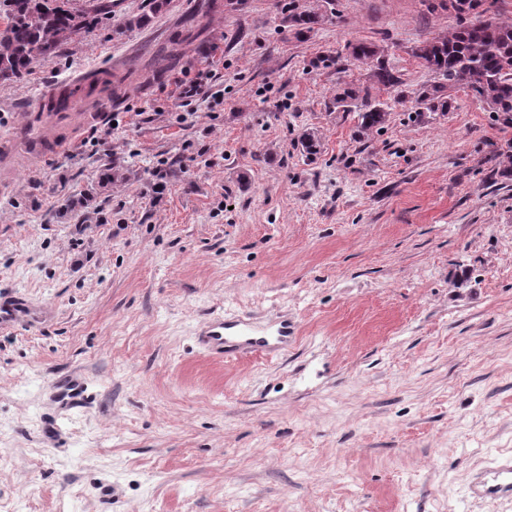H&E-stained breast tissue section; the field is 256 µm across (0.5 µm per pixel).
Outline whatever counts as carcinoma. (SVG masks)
<instances>
[{"label": "carcinoma", "mask_w": 512, "mask_h": 512, "mask_svg": "<svg viewBox=\"0 0 512 512\" xmlns=\"http://www.w3.org/2000/svg\"><path fill=\"white\" fill-rule=\"evenodd\" d=\"M457 25L412 49L420 66L436 81L408 92L402 74L381 59L377 45L363 40L345 45L350 59L370 67L365 80L336 88V107L356 112L355 135L365 137L385 129L390 104L377 99L393 94V103L413 100L419 114L445 116L453 109L452 92L466 89L487 104L495 120L512 126V22L488 15L496 0H478L485 21L462 16L472 0H453ZM295 34L305 36L321 25L325 15L288 0L283 5ZM112 13L111 0H0V83L21 79L38 61L47 62L63 47L79 43L87 30Z\"/></svg>", "instance_id": "cac0c4a2"}]
</instances>
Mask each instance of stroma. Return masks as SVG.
Returning <instances> with one entry per match:
<instances>
[{"label": "stroma", "instance_id": "stroma-1", "mask_svg": "<svg viewBox=\"0 0 512 512\" xmlns=\"http://www.w3.org/2000/svg\"><path fill=\"white\" fill-rule=\"evenodd\" d=\"M283 2L236 0L189 32L197 0H116L0 83L6 128L74 72L124 82L75 99L111 101L110 151L77 128L0 197V299L44 313L0 329V512H512L468 490L512 457V176L490 172L512 126L459 89L447 116L397 106L357 139L334 105L367 74L346 43L384 48L412 91L431 79L412 48L455 17L335 0L341 20L298 38ZM211 58L179 122L173 80ZM243 312L287 314V354L196 345L209 315Z\"/></svg>", "mask_w": 512, "mask_h": 512}]
</instances>
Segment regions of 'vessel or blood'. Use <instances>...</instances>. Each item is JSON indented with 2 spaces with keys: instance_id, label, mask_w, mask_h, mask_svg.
<instances>
[{
  "instance_id": "b4317fda",
  "label": "vessel or blood",
  "mask_w": 512,
  "mask_h": 512,
  "mask_svg": "<svg viewBox=\"0 0 512 512\" xmlns=\"http://www.w3.org/2000/svg\"><path fill=\"white\" fill-rule=\"evenodd\" d=\"M69 86L66 80L56 84L47 96L48 111L24 113L8 133L0 135V195L11 189L12 175L18 168L41 161L49 151L66 149L63 131L102 120V112L75 111ZM33 319L31 308L23 300H0L1 329ZM293 333L286 315H272L270 324L261 327L254 324L252 314L244 313L231 318H206L199 326L197 342L211 358L228 360L287 351ZM470 491L477 498L512 496V461L478 474Z\"/></svg>"
}]
</instances>
